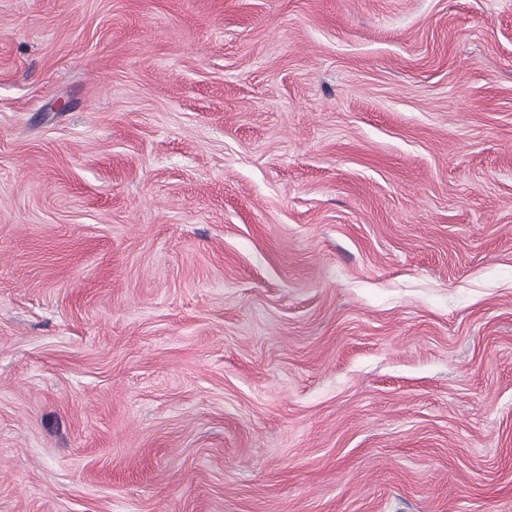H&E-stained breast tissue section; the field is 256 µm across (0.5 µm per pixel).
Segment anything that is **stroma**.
Listing matches in <instances>:
<instances>
[{
  "mask_svg": "<svg viewBox=\"0 0 512 512\" xmlns=\"http://www.w3.org/2000/svg\"><path fill=\"white\" fill-rule=\"evenodd\" d=\"M0 512H512V0H0Z\"/></svg>",
  "mask_w": 512,
  "mask_h": 512,
  "instance_id": "stroma-1",
  "label": "stroma"
}]
</instances>
